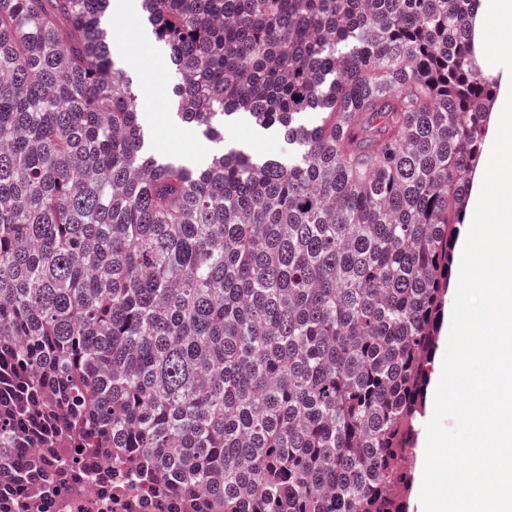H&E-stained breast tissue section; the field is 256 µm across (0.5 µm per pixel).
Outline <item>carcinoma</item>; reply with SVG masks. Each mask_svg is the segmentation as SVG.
Wrapping results in <instances>:
<instances>
[{"instance_id": "1", "label": "carcinoma", "mask_w": 512, "mask_h": 512, "mask_svg": "<svg viewBox=\"0 0 512 512\" xmlns=\"http://www.w3.org/2000/svg\"><path fill=\"white\" fill-rule=\"evenodd\" d=\"M477 0H135L177 117L156 155L111 0H0V483L67 448L184 512H406L427 365L496 84ZM244 120L288 145L225 144Z\"/></svg>"}]
</instances>
